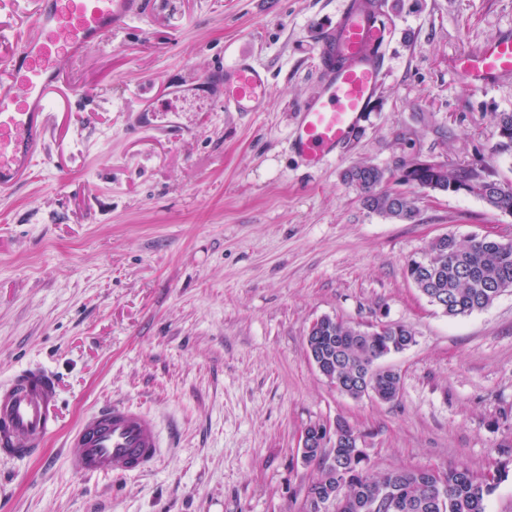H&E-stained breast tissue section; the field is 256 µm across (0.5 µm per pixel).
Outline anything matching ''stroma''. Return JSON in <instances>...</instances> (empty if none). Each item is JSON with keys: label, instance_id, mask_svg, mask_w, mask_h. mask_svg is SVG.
<instances>
[{"label": "stroma", "instance_id": "stroma-1", "mask_svg": "<svg viewBox=\"0 0 512 512\" xmlns=\"http://www.w3.org/2000/svg\"><path fill=\"white\" fill-rule=\"evenodd\" d=\"M342 5L150 0L70 63L79 94L53 114L32 178L0 191V382L37 364L59 390L42 455L0 460V512H302L316 468L299 436L339 417L375 473L480 474L512 448V289L452 318L406 276L444 233L512 241V214L418 189L415 219L396 221L343 177L433 155L484 162L512 188V153L494 151L512 78L469 94L451 66L512 34V0H386L381 84L346 147L311 169L289 134ZM241 55L269 75L263 111H134ZM325 316L414 331L382 361L396 401L342 396L321 375L306 337ZM114 399L156 416L163 456L135 476H77L68 435Z\"/></svg>", "mask_w": 512, "mask_h": 512}]
</instances>
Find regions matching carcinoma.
<instances>
[{
    "mask_svg": "<svg viewBox=\"0 0 512 512\" xmlns=\"http://www.w3.org/2000/svg\"><path fill=\"white\" fill-rule=\"evenodd\" d=\"M495 119V150L512 151V112H499ZM344 179L359 190L368 208L397 221H412L417 215L408 187L447 193L464 188L490 207L512 214V189L493 179L480 162L449 164L443 170H415L406 163L389 176L375 166L356 165ZM406 272L431 304L457 317L488 307L512 287V244L487 236L460 241L448 234L432 242L422 257L410 259ZM413 342V331L403 324L364 331L331 317L307 334L308 350L314 352L322 375L342 379L338 393L385 402L398 398L401 378L378 362ZM303 458L317 471L305 504L326 502L328 512H485V501L496 489L470 469L453 467L440 473L443 497L436 501L426 490L429 472L397 469L373 474L362 448H338L323 436Z\"/></svg>",
    "mask_w": 512,
    "mask_h": 512,
    "instance_id": "cac0c4a2",
    "label": "carcinoma"
}]
</instances>
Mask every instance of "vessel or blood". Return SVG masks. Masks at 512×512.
<instances>
[{"mask_svg":"<svg viewBox=\"0 0 512 512\" xmlns=\"http://www.w3.org/2000/svg\"><path fill=\"white\" fill-rule=\"evenodd\" d=\"M149 0H32L31 25L0 55V189L25 183L48 136V118L77 94L64 67L130 22L143 19ZM386 28L361 0H347L317 43L319 85L298 110L293 153L309 168L322 166L352 138L383 75ZM452 67L471 91L512 76V36L456 56ZM193 92L223 101L231 112L261 111L270 94L267 72L238 58L200 77ZM58 384L46 368L26 366L0 383V458L40 455L55 432ZM69 460L80 476H127L151 470L161 452L156 418L115 401L86 416L73 434Z\"/></svg>","mask_w":512,"mask_h":512,"instance_id":"vessel-or-blood-1","label":"vessel or blood"}]
</instances>
